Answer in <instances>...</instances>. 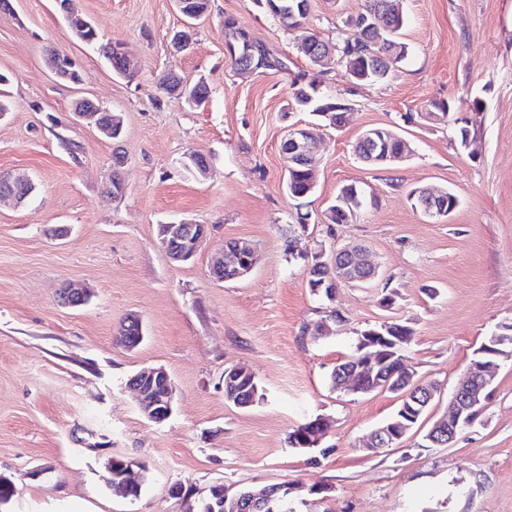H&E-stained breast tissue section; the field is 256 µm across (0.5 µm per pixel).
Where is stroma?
<instances>
[{"label":"stroma","mask_w":512,"mask_h":512,"mask_svg":"<svg viewBox=\"0 0 512 512\" xmlns=\"http://www.w3.org/2000/svg\"><path fill=\"white\" fill-rule=\"evenodd\" d=\"M361 5L312 0L301 26L288 29L256 0H210L190 28L175 0H75L100 44L122 43L137 58L131 80L74 35L57 0H13L12 12H0V91L11 103L0 117V173L35 186L24 206H0V474L16 486L0 512H183L169 495L175 483L198 497L219 483L298 484L296 512H512V358L479 423L447 448L421 447L413 431L366 454L359 440L400 398L330 382L358 331L407 324L417 379L440 388L426 415L434 421L474 350L512 320V0H403L407 58L385 83L353 86L341 54L319 67L301 46L313 32L352 40L347 18ZM228 16L286 69L239 70L224 42ZM183 29L190 41L177 53L171 36ZM53 50L75 62L78 84L52 73ZM170 72L206 81L207 102L161 93ZM301 74L352 110L344 126H320L315 187L294 199L281 143L318 121L294 103ZM81 97L122 115L119 141L75 122ZM434 101L470 121V147L454 122L425 119ZM377 126L408 143L405 161L369 168L356 157L358 137ZM116 151L125 180L117 198L106 192ZM195 153L207 158V176L191 166ZM347 184L361 185L368 203L352 223H329ZM426 185L456 194L447 219L413 207L410 190ZM173 222L211 227L180 264L158 235ZM233 240L254 246L256 267L213 281L211 258ZM357 244L376 277L341 285L330 300L312 295L311 255L328 261ZM67 282L90 289L87 306L59 303ZM334 310L343 323H331ZM131 313L144 340L130 351L116 336ZM155 366L176 387L174 412L160 424L128 386ZM235 366L260 385L251 407L224 398V372ZM318 417L330 421L322 450L291 447L290 433ZM114 457L145 466L139 498L106 485ZM315 485L326 493L312 504L306 490Z\"/></svg>","instance_id":"35a3bbf8"}]
</instances>
